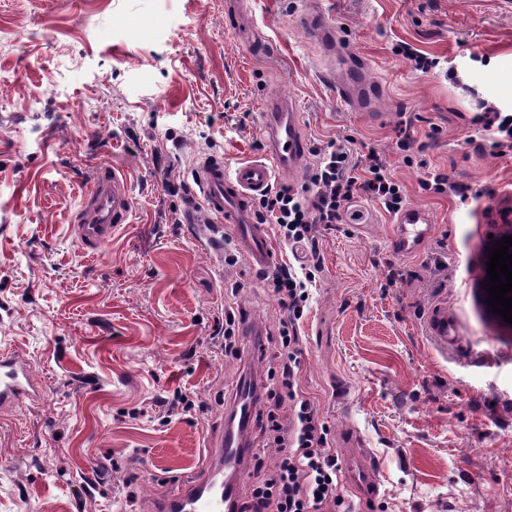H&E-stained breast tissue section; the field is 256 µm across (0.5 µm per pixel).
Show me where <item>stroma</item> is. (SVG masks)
Instances as JSON below:
<instances>
[{"mask_svg":"<svg viewBox=\"0 0 512 512\" xmlns=\"http://www.w3.org/2000/svg\"><path fill=\"white\" fill-rule=\"evenodd\" d=\"M303 0H0V348L30 362L40 402L0 424V512H151L193 473L240 375L262 377L224 310L265 332L288 309L246 258L182 222L201 156L261 155L266 98L292 103L308 150L377 155L433 218L422 252L390 248L392 211L361 193L318 225L317 289L300 323L301 384L338 458L365 450L374 512H512V325L483 289L512 203V148L472 126L477 99L512 113L505 0H317L382 91L373 118L336 91V59L297 22ZM409 44L429 71L398 54ZM102 165L131 181L133 218L86 255L72 216ZM444 180L445 193L429 190ZM463 333L441 350L425 315ZM196 404L186 412L180 397Z\"/></svg>","mask_w":512,"mask_h":512,"instance_id":"obj_1","label":"stroma"}]
</instances>
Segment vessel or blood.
Masks as SVG:
<instances>
[{"mask_svg":"<svg viewBox=\"0 0 512 512\" xmlns=\"http://www.w3.org/2000/svg\"><path fill=\"white\" fill-rule=\"evenodd\" d=\"M300 23L307 33L328 50H335L342 39L323 11H306ZM337 92L347 103L363 112L374 111L378 92L367 83L358 66H350L340 75ZM266 133L264 155L227 167L222 157H202L195 170L197 189L184 209L185 223L195 225L199 239L215 244L217 222L231 231L239 251L253 266L267 269L278 260L269 242L267 225L258 223L254 200L269 187L275 169L295 170L306 155L299 115L282 102L272 100L260 114ZM133 213L130 182L111 166H101L92 186L81 200L70 233L87 252L95 253L111 244L116 231L129 223ZM432 232L430 213L416 205L399 208L394 218L391 245L402 257L419 254ZM428 335L440 348L457 344L460 331L446 307L432 306L425 317ZM42 389L31 366L5 349H0V412L25 401H37ZM219 454L207 455L189 478L168 485L155 497V512H227L232 499L224 485L225 474L239 475L240 448L234 433H226ZM346 479L363 501L374 500L377 487L371 477L368 457H350Z\"/></svg>","mask_w":512,"mask_h":512,"instance_id":"b4317fda","label":"vessel or blood"}]
</instances>
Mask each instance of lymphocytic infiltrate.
Wrapping results in <instances>:
<instances>
[{"mask_svg": "<svg viewBox=\"0 0 512 512\" xmlns=\"http://www.w3.org/2000/svg\"><path fill=\"white\" fill-rule=\"evenodd\" d=\"M347 164L344 148L323 153L312 177L311 193L269 188L255 205L258 221L278 226L285 241L311 243L317 225L339 221L344 205L357 193L381 198L389 210L399 209L402 191L377 160H370L360 177L347 175ZM319 266L320 258L315 255L297 267L278 266L267 276L270 288L287 304L289 316L277 329L279 363L262 395L267 411L263 448L252 456L254 479L245 489L240 512H320L323 507L336 508L343 503L341 468L328 446V429L299 379V322ZM285 404L293 412V422L287 428L276 417L277 409ZM265 453L271 455V465H264L261 456Z\"/></svg>", "mask_w": 512, "mask_h": 512, "instance_id": "obj_1", "label": "lymphocytic infiltrate"}]
</instances>
